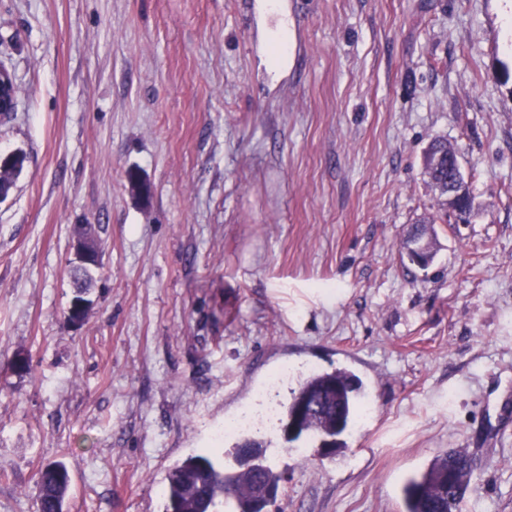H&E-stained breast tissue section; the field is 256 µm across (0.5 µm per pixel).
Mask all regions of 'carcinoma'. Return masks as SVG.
Instances as JSON below:
<instances>
[{"label":"carcinoma","instance_id":"obj_1","mask_svg":"<svg viewBox=\"0 0 512 512\" xmlns=\"http://www.w3.org/2000/svg\"><path fill=\"white\" fill-rule=\"evenodd\" d=\"M426 154H440L446 159L458 154V150L448 139L436 136L430 141ZM425 234L422 227L413 231L408 256H420L427 264L433 260L434 253L429 246L421 244ZM70 278L83 294L89 292L94 282L93 274L73 268ZM363 398L361 381L348 369L312 371L283 406L282 429H288L295 405L307 400L317 409L303 425V438L310 441L333 438L339 451L346 448L341 436L361 416L366 405ZM245 448H253L255 453L246 457L243 455ZM263 448L265 442L255 439L233 444L225 452L234 462L230 467L214 462L204 453L190 455L176 463L169 469L163 488L166 510L213 512L222 502L225 512H253L256 483L262 481L277 487L282 481L281 473L269 464ZM471 476L467 455L446 452L436 456L422 476L409 481L405 487V512H459ZM70 484V473L63 463L41 468L36 481L38 512H63Z\"/></svg>","mask_w":512,"mask_h":512}]
</instances>
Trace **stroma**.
I'll return each instance as SVG.
<instances>
[{
    "mask_svg": "<svg viewBox=\"0 0 512 512\" xmlns=\"http://www.w3.org/2000/svg\"><path fill=\"white\" fill-rule=\"evenodd\" d=\"M263 2L0 0V154L27 156L0 202V512H37L55 461L68 512H165L169 469L223 459L246 413L284 474L271 512H403L445 450L473 460L461 512H512V22L501 0ZM436 136L476 212L428 225L423 269ZM337 367L374 411L297 460L264 407ZM101 250L92 245L81 233L74 230V261L75 265H87L93 269L99 267ZM69 272H70V278L73 283V287L76 285L82 287V288H74V289H77L80 293H83V294L75 293L74 296L81 297V298L85 299V300H79L78 298H74L73 305L71 307L72 311L69 312L70 322L74 325H78L79 324L78 319L74 318L73 315L81 314L89 306V302L87 301V300H89L87 298V294L90 290V286H92V284L94 282V276H93V274H91L87 271H80L78 269H73L72 267L70 268ZM70 484V473L62 462L41 468L36 481L38 512H63Z\"/></svg>",
    "mask_w": 512,
    "mask_h": 512,
    "instance_id": "obj_1",
    "label": "stroma"
}]
</instances>
